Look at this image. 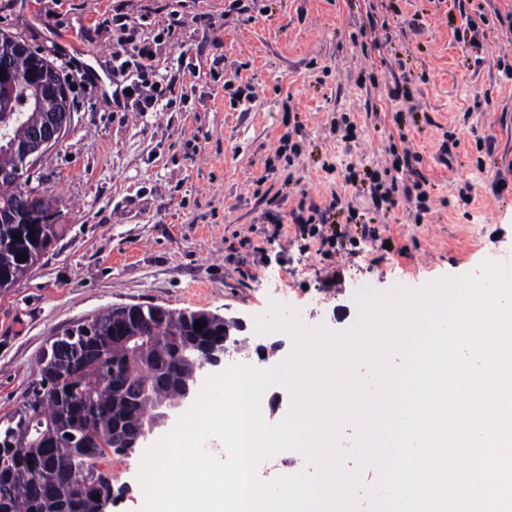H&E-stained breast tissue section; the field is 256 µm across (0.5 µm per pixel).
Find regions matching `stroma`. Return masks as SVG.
<instances>
[{
  "instance_id": "35a3bbf8",
  "label": "stroma",
  "mask_w": 512,
  "mask_h": 512,
  "mask_svg": "<svg viewBox=\"0 0 512 512\" xmlns=\"http://www.w3.org/2000/svg\"><path fill=\"white\" fill-rule=\"evenodd\" d=\"M225 0H0V29L49 50L69 42L99 75L112 71V30L103 18L123 5L137 15L160 5L186 21L183 46L200 67L183 112H116L104 87L71 84L63 139L35 167L32 187L60 203L64 229L21 284L0 294V418L23 404L54 334L119 305L158 304L244 319L245 361L269 369L295 341L262 358L271 333L255 328L271 304L297 312L308 327L351 329L362 287L418 290L475 271L490 260L512 266V81L499 66L512 57V30L481 26L477 45L457 41L452 0H255L251 15L225 13ZM388 22L365 49L368 12ZM220 77L212 79L210 68ZM252 87L253 100L238 99ZM405 86L418 108L394 96ZM350 121V139L332 133ZM406 131L429 181L432 211L414 223L405 207H378L370 184L347 181L384 171L389 138ZM299 154L279 157L288 133ZM456 144H449V134ZM493 152L478 151L476 139ZM447 161H440L442 145ZM503 175L509 191L495 194ZM472 186V204L458 197ZM375 218L390 249L360 244L330 257L304 249L294 226L269 246L264 265L232 257L227 241L298 202L332 198ZM341 268L340 285H322ZM140 454L113 459L128 494L112 512H140Z\"/></svg>"
}]
</instances>
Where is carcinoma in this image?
<instances>
[{
  "label": "carcinoma",
  "mask_w": 512,
  "mask_h": 512,
  "mask_svg": "<svg viewBox=\"0 0 512 512\" xmlns=\"http://www.w3.org/2000/svg\"><path fill=\"white\" fill-rule=\"evenodd\" d=\"M19 40L0 30V58L10 59L0 77V121L14 116L10 141L23 145L29 127L51 120L63 103L53 94L62 82L54 61ZM14 166V152L0 142V293L23 281L62 230L57 201L25 199L22 184L7 176ZM197 320L206 322L199 332ZM89 326L76 335L75 353L44 355L39 388L0 428V512H100L123 486L97 474L98 465L141 430L155 403L176 398L174 378L198 367L202 344L222 338L208 312H159L152 304L108 309Z\"/></svg>",
  "instance_id": "carcinoma-1"
}]
</instances>
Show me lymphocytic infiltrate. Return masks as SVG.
<instances>
[{
    "label": "lymphocytic infiltrate",
    "instance_id": "lymphocytic-infiltrate-1",
    "mask_svg": "<svg viewBox=\"0 0 512 512\" xmlns=\"http://www.w3.org/2000/svg\"><path fill=\"white\" fill-rule=\"evenodd\" d=\"M112 106L120 112H180L189 91L187 83L173 75V68L197 74L198 68L187 55H179L170 63L164 46L175 44L185 22L179 11L166 13L161 30H154L147 15L137 17L115 8L112 13ZM375 190L387 208L406 202L415 223H422L430 214V191L424 176L416 175L411 188L399 189L397 183L376 181ZM340 199H333L326 208L298 205L291 212L301 239L317 243L318 253L327 249L346 250L353 239L379 242L377 227L368 223L356 226L337 223Z\"/></svg>",
    "mask_w": 512,
    "mask_h": 512
}]
</instances>
